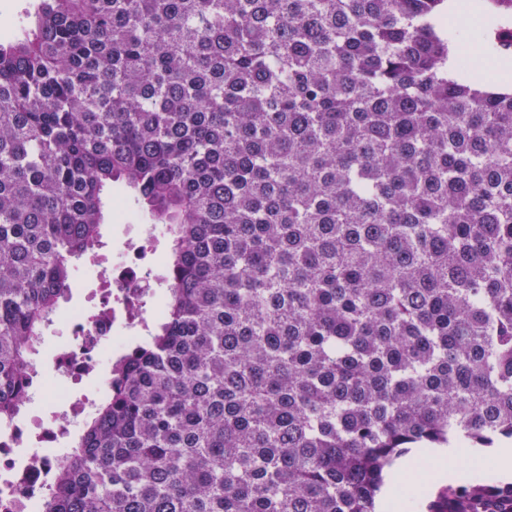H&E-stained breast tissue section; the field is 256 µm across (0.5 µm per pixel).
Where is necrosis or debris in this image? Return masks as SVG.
<instances>
[{
    "mask_svg": "<svg viewBox=\"0 0 512 512\" xmlns=\"http://www.w3.org/2000/svg\"><path fill=\"white\" fill-rule=\"evenodd\" d=\"M83 270L104 279V299L57 316L47 330L57 338L52 367L34 353L22 405L24 416L0 424V512H39L55 470L73 453L82 424L106 394V371L130 339L145 335L161 315L156 286L163 276L160 254L123 243L111 269L87 255Z\"/></svg>",
    "mask_w": 512,
    "mask_h": 512,
    "instance_id": "1",
    "label": "necrosis or debris"
}]
</instances>
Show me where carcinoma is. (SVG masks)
Here are the masks:
<instances>
[{
    "mask_svg": "<svg viewBox=\"0 0 512 512\" xmlns=\"http://www.w3.org/2000/svg\"><path fill=\"white\" fill-rule=\"evenodd\" d=\"M444 2L33 0L0 40V423L112 188L170 238L41 512H374L408 449L512 439V92L448 77Z\"/></svg>",
    "mask_w": 512,
    "mask_h": 512,
    "instance_id": "obj_1",
    "label": "carcinoma"
}]
</instances>
